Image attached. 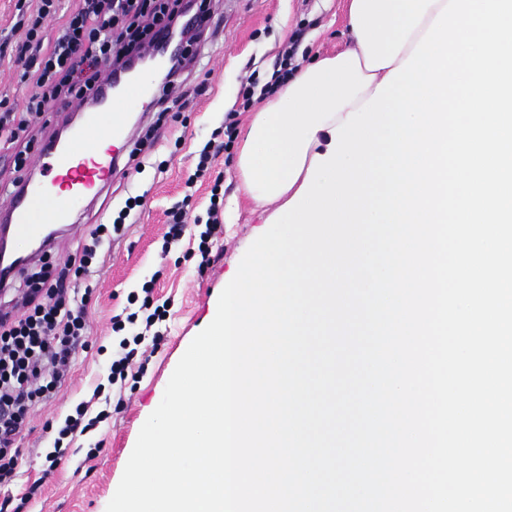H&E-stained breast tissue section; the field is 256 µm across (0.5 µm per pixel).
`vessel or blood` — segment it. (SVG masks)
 I'll return each instance as SVG.
<instances>
[{
  "label": "vessel or blood",
  "mask_w": 512,
  "mask_h": 512,
  "mask_svg": "<svg viewBox=\"0 0 512 512\" xmlns=\"http://www.w3.org/2000/svg\"><path fill=\"white\" fill-rule=\"evenodd\" d=\"M133 88L141 107L153 104L151 87L122 73L73 103L80 121L71 135L45 141L33 160L42 180L25 181L0 203V235L23 245L48 244V231L72 228L77 207L110 187L117 157L130 142L126 119L113 117L112 99Z\"/></svg>",
  "instance_id": "b4317fda"
}]
</instances>
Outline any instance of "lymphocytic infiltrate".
Masks as SVG:
<instances>
[{"instance_id":"obj_1","label":"lymphocytic infiltrate","mask_w":512,"mask_h":512,"mask_svg":"<svg viewBox=\"0 0 512 512\" xmlns=\"http://www.w3.org/2000/svg\"><path fill=\"white\" fill-rule=\"evenodd\" d=\"M183 10L182 0H77L75 8L64 14L60 0H40L36 12L21 14L18 20L25 38L14 59L31 91L22 107L0 109V143L34 142L35 119L58 102L87 97L103 83L106 64L143 50ZM52 23L57 29L49 40L45 31ZM295 46V41H287L280 67L268 81L254 73L244 78L238 92L239 108L226 113L223 125L201 150L195 178L209 174L213 161L228 149L227 139L234 133L238 112L248 111L256 96L272 94L291 73ZM145 204L144 196H133L113 223L93 225L74 258L54 267L42 265L28 277L22 303L0 308V488L17 475L19 440L33 412L66 389L76 356L91 347L93 290L81 288V281L99 270L113 241L121 237L126 219ZM153 289V283H145L138 309L112 316L118 349L105 382L95 386L94 396H102L107 386L141 373L140 345L148 341L156 347L162 341L157 326L168 311L155 304ZM110 416L106 409L92 412L90 402L83 401L63 420L45 421L44 431L56 434L47 461L54 467L60 465L67 456L66 440L97 428Z\"/></svg>"}]
</instances>
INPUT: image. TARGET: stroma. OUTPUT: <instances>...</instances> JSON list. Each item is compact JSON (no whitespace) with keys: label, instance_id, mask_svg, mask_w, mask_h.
Returning <instances> with one entry per match:
<instances>
[{"label":"stroma","instance_id":"1","mask_svg":"<svg viewBox=\"0 0 512 512\" xmlns=\"http://www.w3.org/2000/svg\"><path fill=\"white\" fill-rule=\"evenodd\" d=\"M213 9L218 35L202 45L196 62L184 72L187 109L175 121L159 117L151 108L141 110L137 134H144L153 123L161 125L142 170L119 167L110 189L85 203L77 214L78 230L60 238L50 251L54 257L74 253L91 225L112 222L126 197L145 195V209L113 247L110 260L89 280L96 298L92 338L106 348L111 345V317L122 313L129 294L140 292L150 280L155 283V300L168 302L170 314L160 347L132 386L123 387L122 408L99 428L76 437L68 461L57 470L48 468L45 454L53 436L43 433L42 425L51 418L63 419L77 403L91 398L96 383L107 377L111 353L80 354L68 388L33 414L32 430L20 443L18 477L0 490V499L17 498L34 480L43 479L27 512H106L140 429L159 405L177 363L208 326L225 283L236 275L249 246L266 231V221L277 206L258 207L242 196L236 170L239 146L234 143L214 163L215 171L224 176V205L223 232L213 244V263L205 273H198L189 257L197 248L191 235L170 251L162 249L166 212L183 198L199 150L222 125L226 109L234 108L245 76L254 71L271 75L282 47L297 31L302 37L296 55L306 60L317 54L334 55L348 46L345 0H214ZM200 82L207 90L198 95L194 88ZM98 443L102 452L87 459L89 448Z\"/></svg>","mask_w":512,"mask_h":512}]
</instances>
